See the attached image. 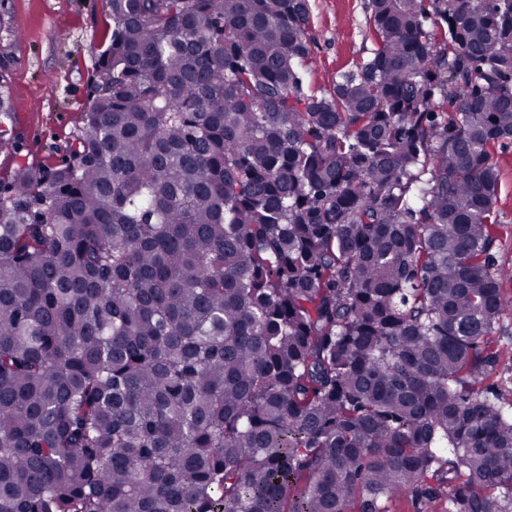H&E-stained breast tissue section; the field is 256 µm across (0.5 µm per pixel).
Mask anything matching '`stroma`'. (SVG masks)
Segmentation results:
<instances>
[{"label":"stroma","mask_w":512,"mask_h":512,"mask_svg":"<svg viewBox=\"0 0 512 512\" xmlns=\"http://www.w3.org/2000/svg\"><path fill=\"white\" fill-rule=\"evenodd\" d=\"M308 90L332 91L339 71L367 60L375 41L368 0H310ZM108 0H0V80L11 97L16 153L0 152V171L34 160L59 165L81 125L95 78V58L109 43ZM496 264L512 270V145L498 149Z\"/></svg>","instance_id":"stroma-1"}]
</instances>
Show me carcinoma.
Here are the masks:
<instances>
[{
    "instance_id": "carcinoma-1",
    "label": "carcinoma",
    "mask_w": 512,
    "mask_h": 512,
    "mask_svg": "<svg viewBox=\"0 0 512 512\" xmlns=\"http://www.w3.org/2000/svg\"><path fill=\"white\" fill-rule=\"evenodd\" d=\"M109 2L64 163L0 179V512H512V0H370L328 95L309 0ZM495 160L499 169L496 209V243L492 251L499 267L512 270V145L498 149Z\"/></svg>"
}]
</instances>
